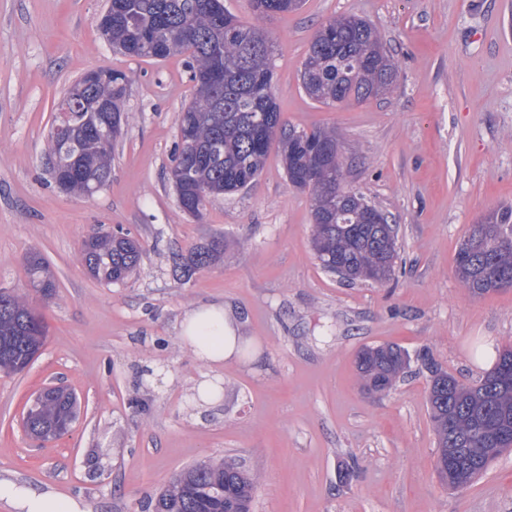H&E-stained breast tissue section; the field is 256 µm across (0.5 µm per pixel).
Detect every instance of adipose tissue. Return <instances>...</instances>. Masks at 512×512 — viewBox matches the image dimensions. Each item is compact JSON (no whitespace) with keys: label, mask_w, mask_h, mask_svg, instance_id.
Instances as JSON below:
<instances>
[{"label":"adipose tissue","mask_w":512,"mask_h":512,"mask_svg":"<svg viewBox=\"0 0 512 512\" xmlns=\"http://www.w3.org/2000/svg\"><path fill=\"white\" fill-rule=\"evenodd\" d=\"M181 340L208 366L235 359L244 343L234 312L220 301L189 312L182 322ZM0 502L12 512H87L85 504L73 498L9 479H0Z\"/></svg>","instance_id":"ef3b65f1"}]
</instances>
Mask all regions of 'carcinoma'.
Masks as SVG:
<instances>
[{"label": "carcinoma", "instance_id": "obj_1", "mask_svg": "<svg viewBox=\"0 0 512 512\" xmlns=\"http://www.w3.org/2000/svg\"><path fill=\"white\" fill-rule=\"evenodd\" d=\"M252 13L268 18L298 10L301 0H250ZM112 47L131 57L165 59L188 54L196 90L176 121L192 138L176 142L174 169L183 172L174 185L185 213L199 218L210 198L233 193L263 169L272 147L282 157L290 184L309 190L312 247L320 266L348 280L384 282L395 275L394 225L357 193L343 187L344 158L333 131L309 132L286 127L272 91V42L253 25L224 11L220 0H112ZM396 66L378 31L356 16H340L313 36L300 74L301 87L313 100L338 106L364 102L389 89ZM125 75L112 72V84H91L89 99L112 100V113L123 118L119 103ZM108 117L92 123L82 112L68 115L69 135L49 134L55 165L51 176L74 172L76 194L92 195L112 175ZM512 205H499L472 225L455 258V273L468 291L481 297L512 281ZM224 254L214 237L179 257L174 272L188 280ZM81 259L90 275L107 285L133 274L141 260L139 244L124 233L101 232L84 240ZM30 286L45 298L56 282L38 253L26 258ZM46 327L21 296L0 291V370L20 372L40 353ZM421 360L431 373L429 403L437 434L435 468L449 466L451 484H463L485 472L498 454L512 448V348L503 350L475 386L443 371L430 351ZM357 370L370 393L389 391L408 365L400 346L365 347ZM77 416L76 397L48 388L32 400L24 417L26 433L36 440L66 434ZM255 481L231 462L199 463L182 471L162 492L153 512H250Z\"/></svg>", "mask_w": 512, "mask_h": 512}]
</instances>
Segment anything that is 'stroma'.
Segmentation results:
<instances>
[{
	"mask_svg": "<svg viewBox=\"0 0 512 512\" xmlns=\"http://www.w3.org/2000/svg\"><path fill=\"white\" fill-rule=\"evenodd\" d=\"M105 0H0V290L26 296L47 338L24 371H0V478L56 491L90 512H141L184 468L234 460L255 481L253 512H512V450L468 486L435 471L436 434L421 350L461 382H478L512 347V289L475 298L455 274L472 224L512 204V0H305L255 21L249 0L225 9L272 36L273 90L297 130H335L343 185L396 220L393 279L349 283L311 245V196L289 185L277 152L246 188L180 207L170 170L176 116L193 96L187 55L113 50L98 28ZM368 20L393 56L386 95L334 106L300 73L318 26ZM128 79L127 116L109 183L63 192L46 165L54 105L85 72ZM122 230L142 247L124 282L92 278L85 237ZM224 256L190 280L173 256L210 238ZM40 253L54 296L27 286ZM224 301L247 341L208 371L179 337L185 313ZM396 344L410 365L386 394L355 366L366 346ZM211 373L221 401L193 386ZM61 383L78 399L64 436L30 440L27 403Z\"/></svg>",
	"mask_w": 512,
	"mask_h": 512,
	"instance_id": "1",
	"label": "stroma"
}]
</instances>
